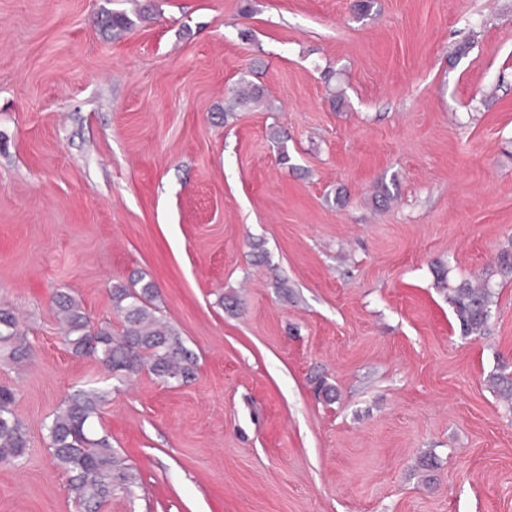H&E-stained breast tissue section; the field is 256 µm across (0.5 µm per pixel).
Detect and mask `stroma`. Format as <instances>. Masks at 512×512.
I'll return each mask as SVG.
<instances>
[{
    "mask_svg": "<svg viewBox=\"0 0 512 512\" xmlns=\"http://www.w3.org/2000/svg\"><path fill=\"white\" fill-rule=\"evenodd\" d=\"M355 3L0 0V512H78L45 426L93 384L141 483L102 512H512V280L480 337L447 299L512 244V0ZM138 277L187 384L62 338ZM0 347L8 352L9 359L21 363L29 356L30 347L19 327L16 316L6 309H0ZM14 391L0 387V464H12L27 448L24 427L13 411Z\"/></svg>",
    "mask_w": 512,
    "mask_h": 512,
    "instance_id": "obj_1",
    "label": "stroma"
}]
</instances>
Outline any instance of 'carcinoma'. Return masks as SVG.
I'll use <instances>...</instances> for the list:
<instances>
[{
	"mask_svg": "<svg viewBox=\"0 0 512 512\" xmlns=\"http://www.w3.org/2000/svg\"><path fill=\"white\" fill-rule=\"evenodd\" d=\"M263 93L255 86L246 92L234 90L232 107L257 104ZM512 276V251L503 250L495 265L477 281L464 279L448 289L460 331L465 336L485 335L491 317L493 277ZM156 288L147 281L139 286L118 284L112 288V309L122 330L112 333L109 324L91 325L88 315L72 296L60 293L54 299L64 340L76 355L96 356L108 372L130 379L146 370L166 385H178L195 376L197 359L177 330L165 323L153 305ZM0 347L9 359L21 363L30 347L16 316L0 309ZM491 384L512 407V375L498 373ZM108 391L95 386L75 390L53 413L46 425L48 448L55 464L67 475L75 501L84 512H99L121 493L132 497L140 488L133 466L127 463L109 438L98 435L92 421L106 404ZM14 391L0 387V464L22 458L27 448L24 427L13 411Z\"/></svg>",
	"mask_w": 512,
	"mask_h": 512,
	"instance_id": "obj_1",
	"label": "carcinoma"
}]
</instances>
